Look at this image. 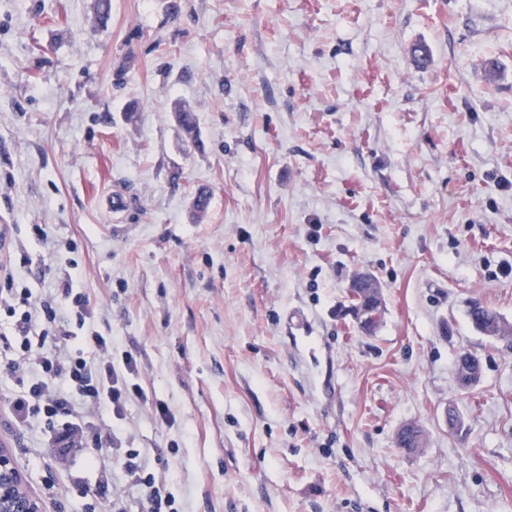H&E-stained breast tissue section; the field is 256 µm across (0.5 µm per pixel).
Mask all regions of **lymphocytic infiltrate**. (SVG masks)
Wrapping results in <instances>:
<instances>
[{"instance_id": "lymphocytic-infiltrate-1", "label": "lymphocytic infiltrate", "mask_w": 512, "mask_h": 512, "mask_svg": "<svg viewBox=\"0 0 512 512\" xmlns=\"http://www.w3.org/2000/svg\"><path fill=\"white\" fill-rule=\"evenodd\" d=\"M71 281V273H64L60 293L37 301L30 287L15 278L12 264L0 265V310L10 318L8 332L0 335L7 372L16 379L31 366L39 372L36 381L11 397L9 412L15 424L35 418L57 429L56 440L62 444L75 430L71 417L76 402L122 416L129 398L127 377L136 369L129 355L115 363L108 341L96 334L90 337L98 351L95 360L68 348L71 321L84 320L88 312L87 298L74 293Z\"/></svg>"}]
</instances>
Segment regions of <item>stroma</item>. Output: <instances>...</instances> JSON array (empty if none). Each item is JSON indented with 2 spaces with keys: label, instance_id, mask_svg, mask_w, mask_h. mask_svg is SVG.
<instances>
[{
  "label": "stroma",
  "instance_id": "stroma-1",
  "mask_svg": "<svg viewBox=\"0 0 512 512\" xmlns=\"http://www.w3.org/2000/svg\"><path fill=\"white\" fill-rule=\"evenodd\" d=\"M1 224L36 296L77 262L71 349L137 363L123 417L84 409L66 449L0 374L43 512H512V338L467 317L512 324V0H0ZM375 288L378 292L368 305L361 306L354 303L356 319L359 325L365 330L374 328L382 318V301L380 291L376 283Z\"/></svg>",
  "mask_w": 512,
  "mask_h": 512
}]
</instances>
